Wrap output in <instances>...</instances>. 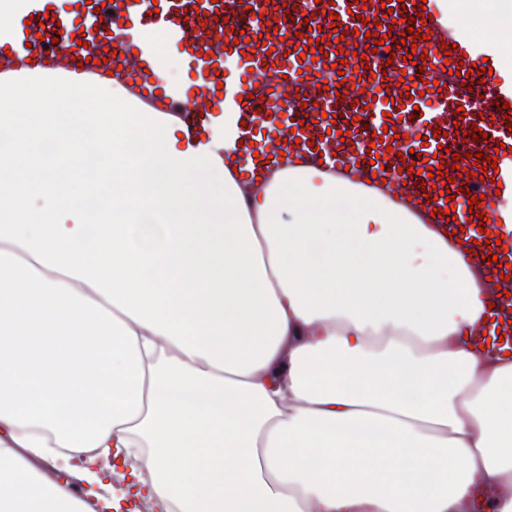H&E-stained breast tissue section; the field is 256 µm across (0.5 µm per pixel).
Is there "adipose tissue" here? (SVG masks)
I'll return each mask as SVG.
<instances>
[{
  "mask_svg": "<svg viewBox=\"0 0 512 512\" xmlns=\"http://www.w3.org/2000/svg\"><path fill=\"white\" fill-rule=\"evenodd\" d=\"M224 111L196 148L119 81L0 82V512H512L459 243L304 151L251 175Z\"/></svg>",
  "mask_w": 512,
  "mask_h": 512,
  "instance_id": "1",
  "label": "adipose tissue"
}]
</instances>
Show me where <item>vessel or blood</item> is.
<instances>
[{
    "label": "vessel or blood",
    "mask_w": 512,
    "mask_h": 512,
    "mask_svg": "<svg viewBox=\"0 0 512 512\" xmlns=\"http://www.w3.org/2000/svg\"><path fill=\"white\" fill-rule=\"evenodd\" d=\"M30 14L43 24L11 23L13 37L0 48V79L22 80L34 75L71 86L113 79L143 102H153L158 89L152 56L142 39L162 32L194 75L190 88L170 91L173 112L194 131L211 134L224 124V90L245 98L239 107L237 134L252 143L260 160L272 155L280 127L289 140L310 149L324 169L352 167L360 179H386L395 195L427 205L438 213L454 209L462 227L466 259L483 264L498 285L492 309L475 333L479 339L503 341L512 347V134L504 120L512 104V72L501 66L498 44L477 37L456 9L441 13L423 0H30ZM338 14L343 34L331 28ZM414 17L406 25V17ZM423 39H416L415 30ZM85 44H78L77 34ZM327 41L326 50L303 51L310 41ZM378 41L367 54L368 40ZM400 42L389 55L386 43ZM422 55L421 65L406 59ZM233 73H226L227 60ZM458 62L451 74L449 62ZM340 73H333V64ZM488 64L492 76L464 88L461 75L472 65ZM417 78L415 86H400L401 76ZM442 91H428L430 83ZM369 95L359 96L358 87ZM340 123H333L332 115ZM442 137H434V128ZM479 129L480 142L463 143L462 133ZM451 156L438 159L440 149ZM496 155L494 180L474 174L472 154ZM400 160V170L390 163ZM439 167L430 175V167ZM448 183L450 198L439 197ZM484 195L480 214L469 211L471 196ZM500 237L491 248L487 234Z\"/></svg>",
    "instance_id": "1"
}]
</instances>
